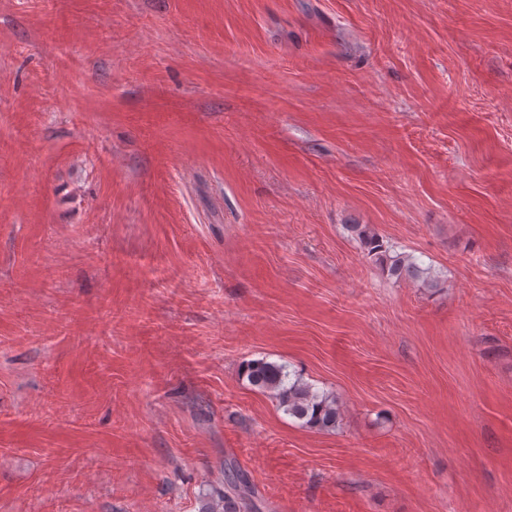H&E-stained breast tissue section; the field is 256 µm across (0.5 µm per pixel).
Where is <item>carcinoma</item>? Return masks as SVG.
I'll list each match as a JSON object with an SVG mask.
<instances>
[{
	"mask_svg": "<svg viewBox=\"0 0 512 512\" xmlns=\"http://www.w3.org/2000/svg\"><path fill=\"white\" fill-rule=\"evenodd\" d=\"M347 230L358 240L366 256L395 281L419 282L425 288L440 286L439 276L432 268H424L412 255L396 251L371 225L352 223L347 225ZM244 374L252 387L275 398L288 416L318 430L332 431L338 426L340 411L336 399L314 390L300 376H291L286 365L264 359L251 360L245 364ZM224 477L236 494L204 490L199 495L198 512H256L257 506L248 493L247 473L229 468L224 471Z\"/></svg>",
	"mask_w": 512,
	"mask_h": 512,
	"instance_id": "carcinoma-1",
	"label": "carcinoma"
}]
</instances>
